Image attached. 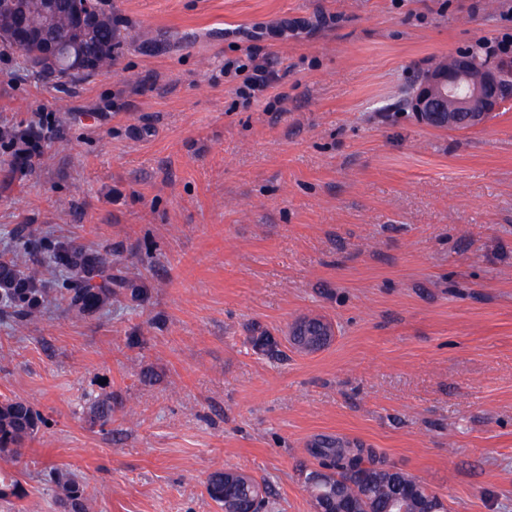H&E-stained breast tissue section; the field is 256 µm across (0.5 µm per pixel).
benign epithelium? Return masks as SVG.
Instances as JSON below:
<instances>
[{
    "instance_id": "7a95c632",
    "label": "benign epithelium",
    "mask_w": 512,
    "mask_h": 512,
    "mask_svg": "<svg viewBox=\"0 0 512 512\" xmlns=\"http://www.w3.org/2000/svg\"><path fill=\"white\" fill-rule=\"evenodd\" d=\"M98 9V0H83V7L72 18L73 28H89L96 20ZM9 15L11 24L7 31L0 33V43L7 41L20 50L38 39L24 8L12 6ZM42 48L53 60L70 56L72 69H85L86 62L76 41L69 45L44 41ZM511 100L512 62L477 67L467 53L456 52L428 70L412 94L409 108L429 128L469 130L483 125L492 113Z\"/></svg>"
}]
</instances>
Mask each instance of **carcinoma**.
Listing matches in <instances>:
<instances>
[{"instance_id": "cac0c4a2", "label": "carcinoma", "mask_w": 512, "mask_h": 512, "mask_svg": "<svg viewBox=\"0 0 512 512\" xmlns=\"http://www.w3.org/2000/svg\"><path fill=\"white\" fill-rule=\"evenodd\" d=\"M104 20L84 45L96 61L112 66V52L120 46L112 11L101 8ZM25 56L43 75L58 79H84L96 74L91 68L81 74L67 73V62L61 58L54 64L45 63L38 44H33ZM41 135L34 129L21 134L11 129L0 130V147L9 154L4 179L21 171L30 154L40 148ZM127 291L135 297L139 290L120 274L112 273L108 254L89 248L75 238L39 235L17 237L11 247V257H0V308L12 310L25 322L52 298L66 304L80 315L97 313L112 297ZM318 317L297 321L291 336L296 346L317 337ZM93 420L105 426L112 422V398L95 402ZM42 424L41 416L23 399L0 403V457L19 461L26 440L34 436ZM320 465L330 470L324 483L305 488L308 495L325 503L324 512H428L440 499L435 491L418 477L398 470L392 472L372 448L331 438H320L310 449ZM55 486L63 493L70 512H86L84 489L67 472L59 471ZM211 500L226 508L241 512H270L272 490L253 476L231 468L216 469L206 481Z\"/></svg>"}]
</instances>
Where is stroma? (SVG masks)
Listing matches in <instances>:
<instances>
[{
  "instance_id": "35a3bbf8",
  "label": "stroma",
  "mask_w": 512,
  "mask_h": 512,
  "mask_svg": "<svg viewBox=\"0 0 512 512\" xmlns=\"http://www.w3.org/2000/svg\"><path fill=\"white\" fill-rule=\"evenodd\" d=\"M110 71L37 75L0 48V128L41 121L42 156L0 179L12 229L109 253L141 290L91 316L0 312V401L44 420L0 479V512H221L218 468L268 481L276 512H312L314 440L375 449L448 512H512V103L464 132L402 101L435 59L512 22V0H107ZM273 43L282 111L224 81L246 34ZM306 315L325 348L288 340ZM267 333L273 350L255 345ZM112 400V425L91 418ZM54 484L62 491V500L67 501L70 512H87L84 489L69 473L57 472Z\"/></svg>"
}]
</instances>
